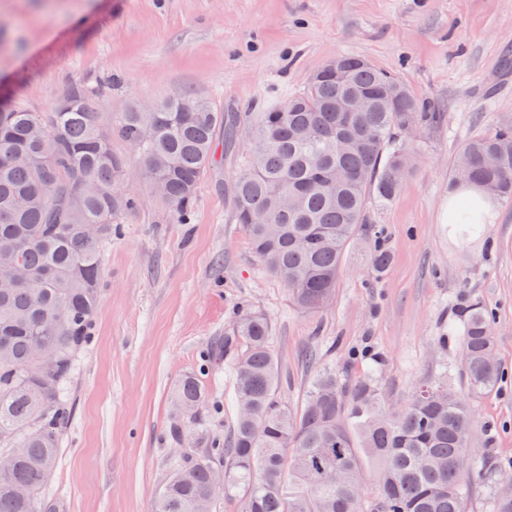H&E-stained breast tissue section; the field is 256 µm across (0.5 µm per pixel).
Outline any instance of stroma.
<instances>
[{
	"label": "stroma",
	"instance_id": "35a3bbf8",
	"mask_svg": "<svg viewBox=\"0 0 512 512\" xmlns=\"http://www.w3.org/2000/svg\"><path fill=\"white\" fill-rule=\"evenodd\" d=\"M339 55L398 76L442 115L405 133L407 184L366 212L386 231L390 264L375 274L350 248L329 308L299 310L233 220L248 141L219 146L185 224L130 162L140 204L104 255L96 338L78 359L73 416L44 489L55 512H149L180 454L164 437L172 389L244 303L270 319L279 395L298 409L324 364L358 375L381 360L386 387L402 396L445 368L459 381L448 324L461 297H479L496 316L504 380L475 399L472 441L512 466V201H498L497 223L468 245L438 221L461 145L512 123V0H0V92L33 111L69 84L107 81L98 108L108 123L189 89L227 112L270 108ZM206 386L216 409L199 426L221 436L236 417L229 367Z\"/></svg>",
	"mask_w": 512,
	"mask_h": 512
}]
</instances>
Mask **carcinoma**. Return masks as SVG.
<instances>
[{"instance_id": "carcinoma-1", "label": "carcinoma", "mask_w": 512, "mask_h": 512, "mask_svg": "<svg viewBox=\"0 0 512 512\" xmlns=\"http://www.w3.org/2000/svg\"><path fill=\"white\" fill-rule=\"evenodd\" d=\"M336 60L343 77L325 64L302 93L245 116L187 91L156 101L152 112L134 105L108 127L95 86L74 85L77 103L47 112L0 96V278L17 267L34 276L28 287L0 291V458L8 459L0 466V512H52L42 492L72 415L67 387L93 341L103 252L138 206L120 186L127 161L112 151V136L138 144L144 185L183 224L210 173L216 133L231 143L247 127L251 150L235 174L234 220L302 311L332 303L357 239L374 271L385 269L384 229L363 224L365 210L406 184L411 156L397 133L442 115L394 74L352 55ZM350 87L372 96V111H340ZM18 150L28 161L8 162ZM449 177L512 200V125L464 143ZM286 194L301 197L297 209L279 208ZM493 323L476 296L454 307L449 328L461 344L462 390L445 374L398 398L386 395L374 372L346 378L324 368L295 411L279 397L269 318L241 310L224 344L206 355L207 364L224 360L233 371L234 425L202 448L185 445L186 424L208 407L204 373L175 384L177 415L165 437L183 451L150 512H198L218 469L224 499L241 498V512H466L469 472L483 471L495 487L512 476L471 447V400L502 379Z\"/></svg>"}]
</instances>
